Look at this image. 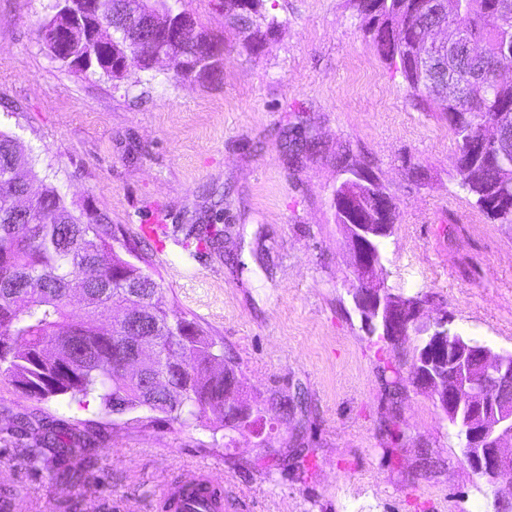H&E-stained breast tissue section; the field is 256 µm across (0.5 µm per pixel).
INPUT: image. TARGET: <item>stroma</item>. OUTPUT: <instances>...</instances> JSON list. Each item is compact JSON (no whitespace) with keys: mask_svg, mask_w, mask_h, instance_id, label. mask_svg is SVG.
Wrapping results in <instances>:
<instances>
[{"mask_svg":"<svg viewBox=\"0 0 512 512\" xmlns=\"http://www.w3.org/2000/svg\"><path fill=\"white\" fill-rule=\"evenodd\" d=\"M53 0H0V130L36 156L67 203L106 213L116 238L140 241L162 306L187 314L240 367L242 395L260 408V436L214 416L172 422L106 415L99 399L43 403L0 377V500L25 512H159L165 486L211 467L224 512H489L486 486L465 462L430 393L404 381L393 405L382 377L410 360L362 328L348 242L332 194L336 154L373 167L396 204L385 244L388 284L429 294L455 330L512 350V233L472 209L455 187V150L437 107H419L400 73L376 54L349 0H265L280 28L246 50L219 0H182L224 43V80L175 79L174 62L133 85L79 77L37 39ZM315 140L290 166L284 135ZM427 177L413 182V167ZM162 243L143 239L152 212ZM215 218L222 247L189 236ZM301 394L284 416L274 399ZM83 439L100 423L86 482L55 464L24 463L21 427L34 408ZM431 458L423 467V458Z\"/></svg>","mask_w":512,"mask_h":512,"instance_id":"stroma-1","label":"stroma"}]
</instances>
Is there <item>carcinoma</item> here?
I'll use <instances>...</instances> for the list:
<instances>
[{
    "label": "carcinoma",
    "instance_id": "cac0c4a2",
    "mask_svg": "<svg viewBox=\"0 0 512 512\" xmlns=\"http://www.w3.org/2000/svg\"><path fill=\"white\" fill-rule=\"evenodd\" d=\"M265 0H222L225 22L241 35L243 46L258 51V36L276 31L281 22L268 16ZM365 21L364 31L376 53L393 64L420 103H428L434 76L414 67V42L425 34L426 18L419 4L432 0H353ZM505 0H443L448 34L463 26L483 44L474 56L462 47L448 63V72L469 85L467 95L441 97L456 156V185L469 204L492 220L512 226V153L489 162L471 158L472 142L489 128L512 123V80L498 79L503 54L512 48V9ZM82 0H55V13L38 28L51 57L76 74L124 80L130 67L155 79L154 46L125 28L132 11L147 10L163 27L171 16L168 0H89L98 20L91 30L73 22ZM193 45L175 52V78L193 75L212 84L223 81V65L204 74L181 64ZM315 147L298 136L284 143L296 162ZM37 178L33 159L16 139L0 131V376L38 402L69 396L95 395L107 413L145 409L179 422L183 415L201 418L219 414L224 429L258 431L259 413L241 397L235 361L224 356V344L193 318L162 308L155 296L159 283L131 267L112 245V224L96 210L74 212L56 187L43 185L40 198L26 211L13 198ZM84 295L82 314L70 311L72 298ZM145 313L151 332L141 339L157 354L153 374L164 380L160 389L131 376L124 362L132 354L124 322L131 313ZM386 385L397 399L403 376L397 367L383 370ZM32 439L26 464L36 469L53 456L66 462L60 477L68 483L86 481L97 447L95 422L84 424L86 438L80 458L67 461L68 429L59 420L33 409Z\"/></svg>",
    "mask_w": 512,
    "mask_h": 512
}]
</instances>
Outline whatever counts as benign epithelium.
<instances>
[{
	"instance_id": "benign-epithelium-1",
	"label": "benign epithelium",
	"mask_w": 512,
	"mask_h": 512,
	"mask_svg": "<svg viewBox=\"0 0 512 512\" xmlns=\"http://www.w3.org/2000/svg\"><path fill=\"white\" fill-rule=\"evenodd\" d=\"M445 24L430 26L424 43L417 46L416 61L422 70L446 67L459 38L443 37ZM498 133L480 138L473 147L474 157L501 149ZM346 178L336 186L332 206L336 223L344 230L353 258L358 287L352 289V301L362 321L371 331L382 330L392 338L401 335L403 322L426 337L422 367L417 383L438 398L443 416L454 413L450 423L464 424V457L470 468L494 493L502 485L512 484V402L495 397L504 387H512V353L495 352L484 343L443 350L448 335V316H425L430 302L403 304V295L387 283L386 271L379 259V245L393 230L391 224L375 222L365 214H356L351 199L352 185L378 184L359 169L343 171Z\"/></svg>"
}]
</instances>
